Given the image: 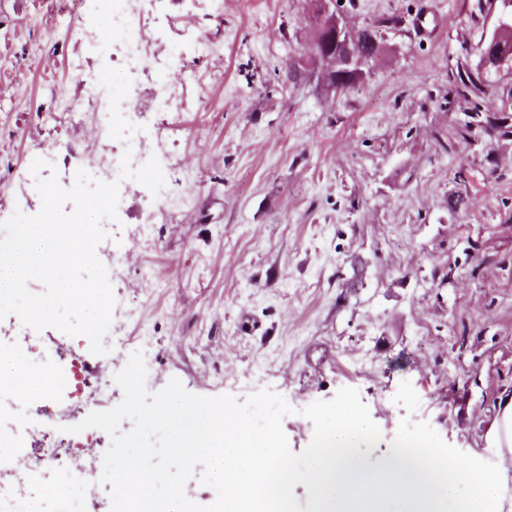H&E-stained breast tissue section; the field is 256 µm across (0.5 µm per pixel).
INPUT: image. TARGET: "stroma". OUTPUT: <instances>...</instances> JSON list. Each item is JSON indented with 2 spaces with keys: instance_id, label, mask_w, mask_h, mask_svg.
I'll return each instance as SVG.
<instances>
[{
  "instance_id": "1",
  "label": "stroma",
  "mask_w": 512,
  "mask_h": 512,
  "mask_svg": "<svg viewBox=\"0 0 512 512\" xmlns=\"http://www.w3.org/2000/svg\"><path fill=\"white\" fill-rule=\"evenodd\" d=\"M70 0H0V220L41 208L17 171L43 142L69 149L41 169L71 189L95 168L92 114L68 118L87 86L80 58L121 96L118 64L83 40L101 29L96 0L64 24ZM311 0H160L147 22L155 54L189 55L172 74L192 107L145 115L168 157L129 184L109 276L118 326L108 352L42 329L60 362L114 378L142 352L150 391L178 379L201 396L269 390L292 407L293 453L313 437L304 408L358 390L389 455L403 415L448 444L482 450L497 398L512 388V135L458 131L472 113L512 114V67L485 96L459 88L499 25V0H341L384 46L370 75L330 90L310 66ZM207 34L211 56L191 54ZM148 227L139 244L130 231Z\"/></svg>"
}]
</instances>
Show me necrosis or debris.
I'll use <instances>...</instances> for the list:
<instances>
[{"label": "necrosis or debris", "mask_w": 512, "mask_h": 512, "mask_svg": "<svg viewBox=\"0 0 512 512\" xmlns=\"http://www.w3.org/2000/svg\"><path fill=\"white\" fill-rule=\"evenodd\" d=\"M157 0H111V28L119 40L117 51L124 65V95L113 97L85 73L79 63H72L71 72L88 84L90 94L86 106L71 108L68 116L75 119L83 112H92L101 130L108 131L114 122H121L124 141L121 151L104 149V157L92 174L93 180L118 183L127 187L131 177L152 171L164 154L163 140H149L145 135L141 115L162 112L180 115L186 108L182 91L170 83L171 74L184 67L181 54L152 55L146 49V21ZM43 366L56 379L51 404L40 407L37 419L25 422L19 429H1L0 440L25 449L26 437L38 435L41 447L37 456L17 463L15 458L0 457V512H21L23 505L44 486V476L51 470L66 475L62 491L55 497L53 512H85L84 502L96 500L103 486L100 482L102 465L93 447L92 433L80 432L60 438L58 427L71 407L82 400L88 385L86 363L73 359L68 367H56L50 356H43Z\"/></svg>", "instance_id": "1"}]
</instances>
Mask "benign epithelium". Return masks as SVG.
<instances>
[{
	"label": "benign epithelium",
	"mask_w": 512,
	"mask_h": 512,
	"mask_svg": "<svg viewBox=\"0 0 512 512\" xmlns=\"http://www.w3.org/2000/svg\"><path fill=\"white\" fill-rule=\"evenodd\" d=\"M314 4L315 10L311 17L313 45L320 49L319 71L323 81L328 87L339 89L336 72L344 68H353L360 77H366L373 63L384 52V46L378 41L375 30L349 26L331 9L333 0H314ZM511 29V23H500L488 50L483 52L482 69L498 70L505 64L512 65V55L496 46L501 35Z\"/></svg>",
	"instance_id": "7a95c632"
}]
</instances>
